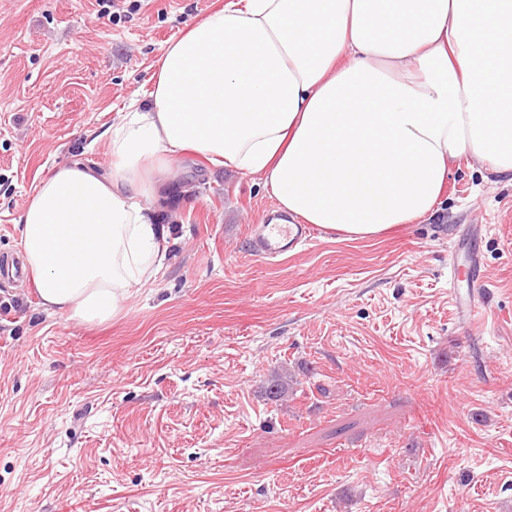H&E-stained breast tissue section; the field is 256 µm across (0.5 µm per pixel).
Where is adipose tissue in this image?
Listing matches in <instances>:
<instances>
[{"mask_svg":"<svg viewBox=\"0 0 512 512\" xmlns=\"http://www.w3.org/2000/svg\"><path fill=\"white\" fill-rule=\"evenodd\" d=\"M151 82L105 132L107 171L58 166L21 212L45 311L103 322L152 280L171 229L151 200L188 151L350 239L434 215L452 161L512 176V0H224Z\"/></svg>","mask_w":512,"mask_h":512,"instance_id":"ef3b65f1","label":"adipose tissue"}]
</instances>
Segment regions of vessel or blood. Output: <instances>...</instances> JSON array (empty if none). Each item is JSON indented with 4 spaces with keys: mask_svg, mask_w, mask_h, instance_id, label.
I'll list each match as a JSON object with an SVG mask.
<instances>
[{
    "mask_svg": "<svg viewBox=\"0 0 512 512\" xmlns=\"http://www.w3.org/2000/svg\"><path fill=\"white\" fill-rule=\"evenodd\" d=\"M315 238L312 225L299 222L284 223L276 210H269L260 224L252 228L250 250L254 256L276 259L293 252L296 248L310 244ZM478 257H471L467 267L450 263L452 280L466 279V296H453L452 303L463 320L474 323L479 321L486 307V288L481 274L478 273Z\"/></svg>",
    "mask_w": 512,
    "mask_h": 512,
    "instance_id": "b4317fda",
    "label": "vessel or blood"
}]
</instances>
